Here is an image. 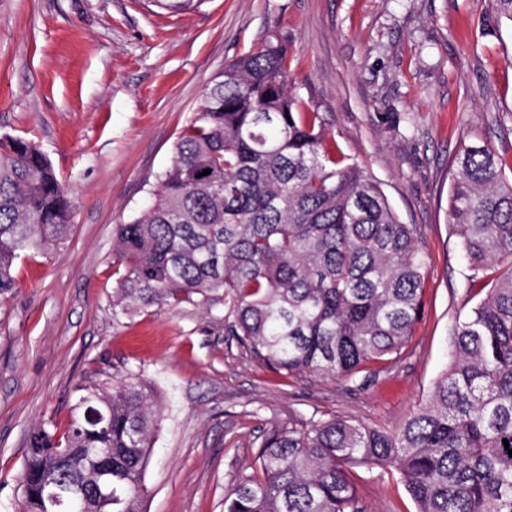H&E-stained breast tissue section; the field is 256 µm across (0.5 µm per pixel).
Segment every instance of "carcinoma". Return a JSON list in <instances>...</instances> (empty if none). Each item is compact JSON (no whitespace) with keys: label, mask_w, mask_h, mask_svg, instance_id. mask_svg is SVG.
<instances>
[{"label":"carcinoma","mask_w":512,"mask_h":512,"mask_svg":"<svg viewBox=\"0 0 512 512\" xmlns=\"http://www.w3.org/2000/svg\"><path fill=\"white\" fill-rule=\"evenodd\" d=\"M151 3L174 13L201 0ZM288 63V34L274 31L215 75L145 205L115 227L124 274L112 309L221 305L229 335L270 368L349 380L405 351L424 260L415 227L290 93ZM448 217L484 296L456 322L429 401L396 430L336 415L276 426L259 474L225 494L224 512H365L355 467L396 470L416 512H512V167L488 143L454 155ZM71 226L46 155L1 137L0 295L16 287L17 259L51 250ZM81 391L63 434L29 435L21 512H46L49 479L89 483V448L112 449V494L90 495L89 512H143L161 422L154 387L132 374Z\"/></svg>","instance_id":"cac0c4a2"}]
</instances>
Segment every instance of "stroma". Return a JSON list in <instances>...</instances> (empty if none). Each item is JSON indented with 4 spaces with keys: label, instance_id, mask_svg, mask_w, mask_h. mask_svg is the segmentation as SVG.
I'll use <instances>...</instances> for the list:
<instances>
[{
    "label": "stroma",
    "instance_id": "1",
    "mask_svg": "<svg viewBox=\"0 0 512 512\" xmlns=\"http://www.w3.org/2000/svg\"><path fill=\"white\" fill-rule=\"evenodd\" d=\"M291 36L288 88L380 183L425 257L424 312L384 369L323 380L271 369L224 310H112L113 228L169 165L215 73L267 32ZM35 142L73 202L69 237L21 257L0 298V512H20L31 431L66 430L79 389L138 373L162 415L144 512H224L271 428L345 416L399 427L480 299L448 222L452 157L485 140L512 165V21L495 0H0V136ZM367 512H415L396 471L351 469Z\"/></svg>",
    "mask_w": 512,
    "mask_h": 512
}]
</instances>
